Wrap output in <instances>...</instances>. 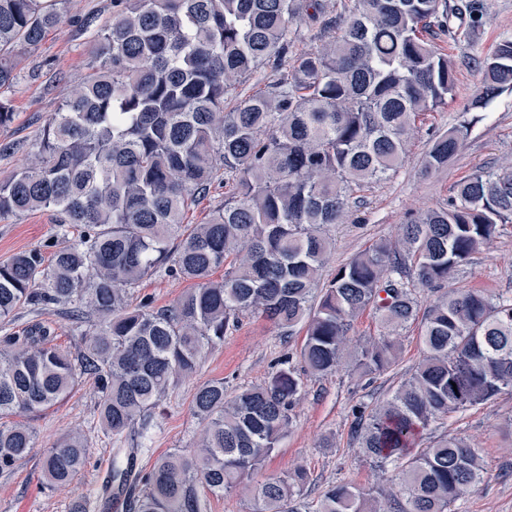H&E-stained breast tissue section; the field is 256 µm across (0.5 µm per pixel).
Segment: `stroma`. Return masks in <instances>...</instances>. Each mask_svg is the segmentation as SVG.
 <instances>
[{"label": "stroma", "instance_id": "1", "mask_svg": "<svg viewBox=\"0 0 512 512\" xmlns=\"http://www.w3.org/2000/svg\"><path fill=\"white\" fill-rule=\"evenodd\" d=\"M478 5V26L461 25L460 35L452 41L443 35L435 38L456 63L454 96L447 105L427 113L407 143L402 167L388 179L366 186L348 223L330 227L334 246L323 268L324 278H331L337 267L374 242L396 240L408 214L447 203L454 198L458 184L477 171L512 167V91L499 92L485 107L466 108L482 89L481 60L500 40L512 38V0H478ZM58 9L60 22L37 46L20 48L18 77L11 87L0 91L14 111L13 122L0 126V182L32 162L34 145L49 117L61 108L65 92L80 86L94 70L96 59L90 44L111 19L112 0H60ZM465 119L472 126L463 147L442 171L423 175L421 161L430 139ZM59 239L58 226L48 210L0 221V261L29 249L51 254ZM453 285L512 297V224L501 226L489 249L461 268ZM189 286V281L175 276H149L133 289L131 301L136 305L145 301L156 308L168 306ZM37 321L54 329L57 344L79 345L72 320L61 308L19 310L8 320H0V334L22 332ZM381 331L376 314L365 311L352 324L349 345L336 373L304 375L292 412V429L265 464L268 476L304 467L309 476L304 497L309 503H316L328 485L339 482L387 494L399 490L394 467L376 466L360 452L351 434L358 412L370 411L380 403L422 357L418 326L408 324L397 332L401 353L395 370L369 381L361 379L353 371L354 361ZM302 340L299 334L283 335L264 316H242L238 327L223 343L208 350L197 371L157 410L153 443L141 466L150 468L159 456L174 450L193 453L201 424L192 413L191 402L200 384L220 379L233 393L260 383L279 357L299 351ZM31 423L35 430L31 452L11 471L0 473V512H69L74 498H94L111 460V445L99 428L91 383H82ZM75 430L85 433L90 444L86 469L68 488H45L42 456ZM446 435L467 438L485 464L483 480L454 504V512H512V390L504 389L483 406L450 414L431 425L418 445L427 447Z\"/></svg>", "mask_w": 512, "mask_h": 512}]
</instances>
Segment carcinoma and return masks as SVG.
<instances>
[{
    "label": "carcinoma",
    "mask_w": 512,
    "mask_h": 512,
    "mask_svg": "<svg viewBox=\"0 0 512 512\" xmlns=\"http://www.w3.org/2000/svg\"><path fill=\"white\" fill-rule=\"evenodd\" d=\"M349 2L330 16L325 0H112L92 47L98 65L65 93L32 164L0 183V221L50 210L62 230L50 257L31 249L0 262V318L64 307L89 326L74 350L40 322L0 336V473L34 447L29 417L89 378L114 444L102 492L126 494L128 512H204L207 495L245 481L253 512H452L482 481V458L466 439L415 442L431 423L512 388V298L450 286L512 224V169L473 174L447 204L402 225L396 243H375L327 282L320 274L326 228L348 221L364 186L397 171L421 116L455 93L454 62L430 31L456 36L449 15L473 25L475 6ZM56 4L0 0V88L17 78L16 49L39 44L60 21ZM318 20L334 40L293 52L298 26ZM262 67L273 79L225 109L236 84ZM480 68L484 90L469 111L512 87V39ZM469 129L464 119L435 137L424 172L444 168ZM215 182L228 187L224 207L203 224L183 223ZM241 243L245 252L213 279ZM158 272L192 287L171 306L132 305V289ZM416 283L434 296L422 313ZM368 309L394 332L419 321L423 346L410 376L355 431L367 458L398 469L399 493L386 505L335 483L312 509L302 468L253 481L292 425L302 381L288 356L232 395L222 379L199 385L192 411L203 430L193 454L134 468L149 450L155 408L241 315L260 313L288 337L304 325L302 368L328 376ZM398 359V338L383 334L354 370L381 375ZM88 459L87 437L65 436L42 457L46 484H72Z\"/></svg>",
    "instance_id": "carcinoma-1"
}]
</instances>
